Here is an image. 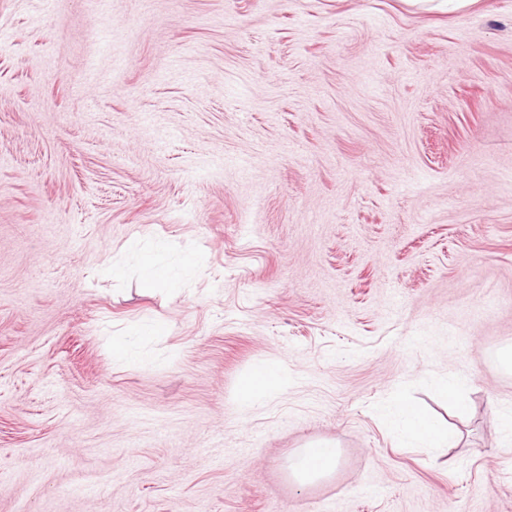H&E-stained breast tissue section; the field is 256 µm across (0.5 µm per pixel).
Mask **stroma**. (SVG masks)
Listing matches in <instances>:
<instances>
[{
  "label": "stroma",
  "instance_id": "obj_1",
  "mask_svg": "<svg viewBox=\"0 0 512 512\" xmlns=\"http://www.w3.org/2000/svg\"><path fill=\"white\" fill-rule=\"evenodd\" d=\"M507 346L512 0H0V512H512ZM141 266L144 288H154L158 284H172L177 277L173 269L164 263L158 254L143 255ZM282 384L278 364H257L241 379L237 402L240 406H252L280 390ZM467 381L456 377L440 379L435 388L449 402L456 405L462 404V395ZM379 412L381 418L402 439L419 441L428 448H435L447 437V431L438 421L403 401H390ZM339 450L328 441L308 444L291 460L290 469L301 484L314 483L330 476L338 464Z\"/></svg>",
  "mask_w": 512,
  "mask_h": 512
}]
</instances>
